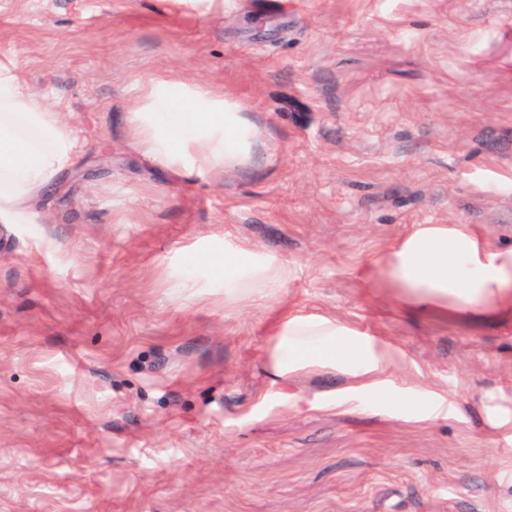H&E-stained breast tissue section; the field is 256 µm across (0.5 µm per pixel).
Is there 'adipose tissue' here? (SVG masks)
I'll list each match as a JSON object with an SVG mask.
<instances>
[{
  "instance_id": "ef3b65f1",
  "label": "adipose tissue",
  "mask_w": 512,
  "mask_h": 512,
  "mask_svg": "<svg viewBox=\"0 0 512 512\" xmlns=\"http://www.w3.org/2000/svg\"><path fill=\"white\" fill-rule=\"evenodd\" d=\"M143 98L127 113L126 133L140 154L184 176L221 174L249 164L256 126L240 103L210 86L164 74L141 81ZM76 141L11 67L0 63V222L32 224L36 201L67 168ZM375 275L400 304L512 319V246L491 247L465 224H421L375 262ZM286 264L240 244L224 252V294L265 299L282 288ZM386 349L335 316H288L275 330L268 365L290 379L340 368L375 397Z\"/></svg>"
}]
</instances>
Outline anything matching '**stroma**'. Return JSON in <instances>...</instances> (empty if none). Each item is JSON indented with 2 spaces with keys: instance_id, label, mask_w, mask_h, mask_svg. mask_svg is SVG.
Returning <instances> with one entry per match:
<instances>
[{
  "instance_id": "obj_1",
  "label": "stroma",
  "mask_w": 512,
  "mask_h": 512,
  "mask_svg": "<svg viewBox=\"0 0 512 512\" xmlns=\"http://www.w3.org/2000/svg\"><path fill=\"white\" fill-rule=\"evenodd\" d=\"M0 61L77 143L0 223V512H512V324L365 280L420 224L512 245V0H0ZM156 73L239 101L251 165L144 159ZM242 242L288 263L267 302L224 299ZM307 314L392 349L386 401L273 380Z\"/></svg>"
}]
</instances>
